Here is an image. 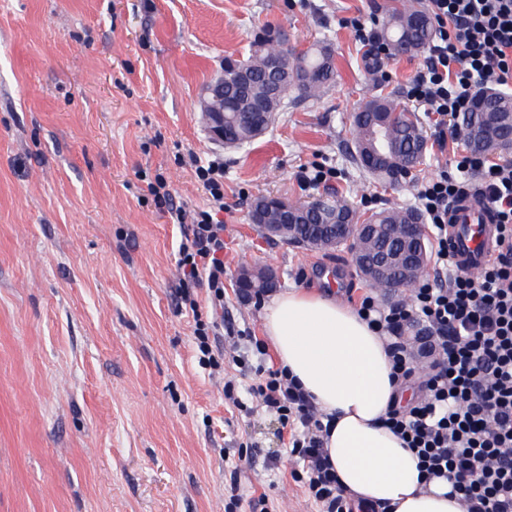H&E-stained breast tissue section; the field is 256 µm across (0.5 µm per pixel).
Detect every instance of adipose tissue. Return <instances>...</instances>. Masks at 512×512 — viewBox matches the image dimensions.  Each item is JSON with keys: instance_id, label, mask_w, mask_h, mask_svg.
Masks as SVG:
<instances>
[{"instance_id": "ef3b65f1", "label": "adipose tissue", "mask_w": 512, "mask_h": 512, "mask_svg": "<svg viewBox=\"0 0 512 512\" xmlns=\"http://www.w3.org/2000/svg\"><path fill=\"white\" fill-rule=\"evenodd\" d=\"M280 366L332 419L324 448L345 495L375 512H463L446 480L425 483L417 458L381 424L400 400L386 340L334 288H293L264 308Z\"/></svg>"}]
</instances>
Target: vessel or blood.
I'll return each instance as SVG.
<instances>
[{"label":"vessel or blood","instance_id":"b4317fda","mask_svg":"<svg viewBox=\"0 0 512 512\" xmlns=\"http://www.w3.org/2000/svg\"><path fill=\"white\" fill-rule=\"evenodd\" d=\"M496 247V225L486 203L476 196L454 203L448 212V257L453 267H482Z\"/></svg>","mask_w":512,"mask_h":512}]
</instances>
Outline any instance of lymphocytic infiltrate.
<instances>
[{"label": "lymphocytic infiltrate", "mask_w": 512, "mask_h": 512, "mask_svg": "<svg viewBox=\"0 0 512 512\" xmlns=\"http://www.w3.org/2000/svg\"><path fill=\"white\" fill-rule=\"evenodd\" d=\"M434 39L409 95L433 116L438 144L458 136V118L487 83L512 85V0H428ZM204 209L174 205L163 180L148 183L166 203L182 238L178 294L195 322L199 362L224 366V162L199 164ZM468 195L491 208L498 250L479 277L448 262V211ZM415 202L436 242L433 275L406 303L363 296L358 312L388 336L392 376L417 396L387 412L383 423L419 460L426 479L443 478L464 512H512V162L461 156L454 171L422 182ZM206 289L213 310L203 318L195 292ZM253 392L289 427L288 448L309 499L322 512H352L323 448L322 416L286 368L267 369Z\"/></svg>", "instance_id": "1"}]
</instances>
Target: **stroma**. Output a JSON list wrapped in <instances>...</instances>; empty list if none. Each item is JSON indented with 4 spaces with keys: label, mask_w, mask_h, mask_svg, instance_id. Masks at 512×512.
I'll return each mask as SVG.
<instances>
[{
    "label": "stroma",
    "mask_w": 512,
    "mask_h": 512,
    "mask_svg": "<svg viewBox=\"0 0 512 512\" xmlns=\"http://www.w3.org/2000/svg\"><path fill=\"white\" fill-rule=\"evenodd\" d=\"M396 0H0V512H224L230 474L268 512H318L277 416L257 410L262 304L240 298L246 263L273 268L279 290L339 274L343 302L369 283L348 245L312 250L267 239L253 201L309 203L333 192L358 215L413 207L418 184L454 166L464 141L427 147L400 184L378 182L349 154L352 116L379 92L411 108L423 54L382 66L343 25L383 23ZM289 47L331 49L336 79L294 98L241 147L210 140L196 106L228 57L265 32ZM224 159V318L245 331V364H198L191 314L179 311V229L147 182L175 203L207 196L189 155ZM314 163L336 176L314 188ZM375 197V206L366 198ZM250 411L224 402L226 378Z\"/></svg>",
    "instance_id": "1"
}]
</instances>
